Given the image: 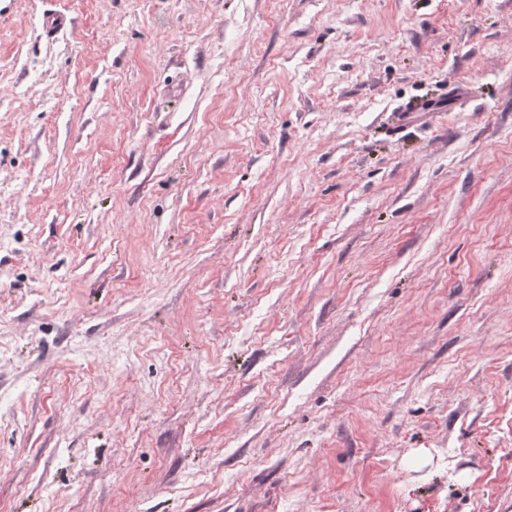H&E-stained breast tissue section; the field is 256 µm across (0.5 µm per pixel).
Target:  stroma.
Returning <instances> with one entry per match:
<instances>
[{
  "label": "stroma",
  "mask_w": 512,
  "mask_h": 512,
  "mask_svg": "<svg viewBox=\"0 0 512 512\" xmlns=\"http://www.w3.org/2000/svg\"><path fill=\"white\" fill-rule=\"evenodd\" d=\"M0 506L512 512V0H0Z\"/></svg>",
  "instance_id": "obj_1"
}]
</instances>
